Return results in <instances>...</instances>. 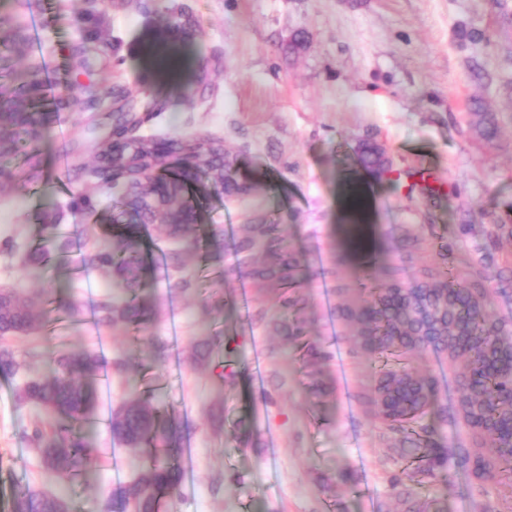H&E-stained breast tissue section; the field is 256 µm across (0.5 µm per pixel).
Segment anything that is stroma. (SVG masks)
I'll use <instances>...</instances> for the list:
<instances>
[{
  "mask_svg": "<svg viewBox=\"0 0 512 512\" xmlns=\"http://www.w3.org/2000/svg\"><path fill=\"white\" fill-rule=\"evenodd\" d=\"M175 1L200 27L194 55L211 62L190 98L179 89L192 72L163 83L147 64ZM87 7V0H0V18L10 24L45 23L38 50L17 68L38 66L55 94L79 81L72 56ZM99 11L95 48L111 65L89 72L81 106L34 110L46 127L45 181L33 189L0 181V288L44 296L53 318L47 329L11 339L26 367L0 374V512H12L20 486L64 489L73 512H103L112 488L132 474L133 454L113 443L108 418L134 385L180 436L182 482L160 512H402L392 480L404 463L392 434L360 402L380 362L357 348L339 307L380 266L393 268L398 282L414 281L439 241L453 246L468 275L503 266L512 252V241L495 246L486 238L487 226L507 223L512 211V0H102ZM117 87L134 103L168 97L144 135H210L238 160L237 179L248 191L190 194L197 248L185 261L206 268L213 289L223 290L221 311L207 310L198 288L175 287L176 273L154 262L175 242L143 224L144 290L156 315L135 332L94 320L109 282L73 259L93 245L88 227L100 234L115 227L116 200L103 189L93 208H74L81 188L68 177L67 151L78 145L93 163L96 135L84 119L93 113L111 122ZM365 142L385 149L391 175L359 166ZM352 185L376 228L374 244L359 252L342 242V200ZM50 212L69 252L33 278L24 255ZM258 221L279 225L303 265L308 333L296 341L264 317L277 286L239 303L251 281L236 270L237 244ZM216 235L224 241L219 251L208 245ZM407 238L418 240V250L398 251ZM216 330L224 343L197 356L201 336ZM313 345L330 354L317 394L301 370ZM63 346L103 358L83 428L93 459L72 481L45 473L30 441L44 416L16 399L27 378L49 372ZM226 358L236 371L230 386L211 372ZM117 359L125 372L114 370ZM410 361L437 382L425 424L444 441L465 439L448 419L459 394L447 360L416 351ZM437 495L447 512H512V482H479L458 457L415 487L419 512Z\"/></svg>",
  "mask_w": 512,
  "mask_h": 512,
  "instance_id": "obj_1",
  "label": "stroma"
}]
</instances>
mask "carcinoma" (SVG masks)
<instances>
[{"label":"carcinoma","instance_id":"cac0c4a2","mask_svg":"<svg viewBox=\"0 0 512 512\" xmlns=\"http://www.w3.org/2000/svg\"><path fill=\"white\" fill-rule=\"evenodd\" d=\"M29 39L21 28H0V155L22 151L23 166L5 173L18 184L34 185L44 178L39 148L45 137L42 123L30 111L42 95L39 70L20 71L17 59L27 55ZM167 101L153 98L137 115L134 106L120 107L112 115V127L98 136L95 161L88 166L70 150V172L77 181L91 184L75 200L76 207L92 204L91 189L102 184L116 190L122 204L131 208L142 224L154 225L160 233L178 240L184 248L162 255L166 268L181 273L180 287L190 285L194 271L186 266L184 255L195 244L191 236L195 213L183 211L181 223L157 222L155 201L185 197L189 184L177 176L152 182L145 197L132 193L142 176L159 165L165 154H182L196 161L198 175L216 169L224 162V145L208 135L185 136L167 141L140 136L149 113L161 112ZM360 166L379 176L380 160L374 147L365 144L358 154ZM43 243L29 251L26 266L39 269L57 252L67 248L53 222L44 225ZM487 236L495 244L512 240V224H492ZM240 265L247 270L258 291L275 283L294 288L300 281V262L288 251L276 224H249L247 236L239 243ZM451 249L442 255V263L423 271L417 286L408 294L393 298L396 282L386 278L375 288L353 293L341 316L354 327L356 344L363 352L383 359L377 386L388 393L389 402L373 411L389 431L402 435L395 452L406 463L405 477L415 485L433 478L445 467L448 458L461 454L468 459L478 455L483 461L479 478L494 480L512 474V327L494 319L486 303L483 274L473 283L461 281L449 266ZM81 267L95 269L112 278V292L97 309L96 323L107 328L139 326L155 313L156 305L143 292L141 241L136 230H125L96 241L81 257ZM303 299L288 295L271 322L282 325L285 335L298 338L305 332L302 321L285 323L290 310L303 308ZM47 322L42 301L18 288L0 290V337L27 336L41 331ZM452 346L455 355L465 358L457 372L459 399L457 416L471 435L474 447L456 448L430 437L422 425L437 397L436 384L429 383L409 362L413 351L440 352ZM329 355L310 348L303 366L310 378L318 380L321 366ZM101 355L94 351L60 349L52 357L53 368L33 377L21 387L18 399L42 408L49 419L81 420L89 415L92 394L83 379L96 376L102 366ZM24 367L14 350L0 345V373H14ZM109 430L114 442L135 453V475L112 490L106 512H159L161 499L175 494L180 466L169 459L168 448L177 443L176 433L159 415L151 401L133 391L120 408L112 412ZM35 449L50 475L79 477L90 460L92 448L83 439L67 435V427L43 425L34 433ZM12 512H72L68 494H47L29 486L18 488Z\"/></svg>","mask_w":512,"mask_h":512}]
</instances>
